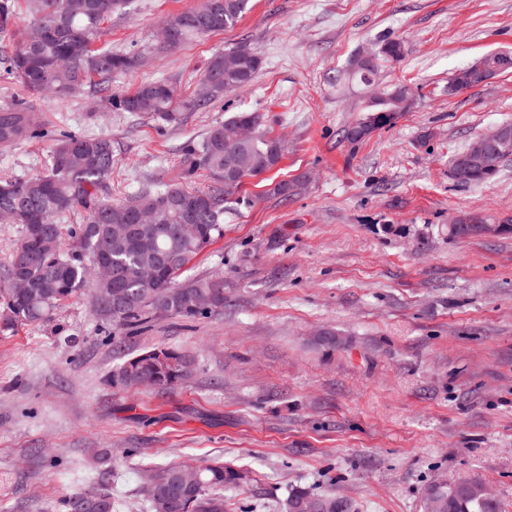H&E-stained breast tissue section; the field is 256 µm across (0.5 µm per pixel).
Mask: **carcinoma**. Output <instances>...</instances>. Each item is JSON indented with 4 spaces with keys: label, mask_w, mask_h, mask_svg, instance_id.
<instances>
[{
    "label": "carcinoma",
    "mask_w": 512,
    "mask_h": 512,
    "mask_svg": "<svg viewBox=\"0 0 512 512\" xmlns=\"http://www.w3.org/2000/svg\"><path fill=\"white\" fill-rule=\"evenodd\" d=\"M249 0H202L191 10L166 19L172 34L161 38L154 52L163 53L214 32L235 26L248 10ZM28 19L18 27L19 38L4 68L28 93L66 97L85 87L105 93L106 108L129 112L173 124L184 112H195L224 99V93L252 84L261 68L258 52L246 44L211 55L200 82L210 84L209 95L183 97L167 80L145 83L135 91L112 95V76L134 70L141 56L131 52L94 51L92 43L105 21L125 14L132 0H26ZM403 44L387 40L376 62L364 70L357 59L349 63V76L363 84L375 80L382 64L398 61ZM404 90L397 86L388 99L367 106L364 120L377 129L391 127L401 111ZM252 126L255 134L244 137L239 129ZM54 141L50 163L43 172L24 178L0 176V212L16 215L21 237L0 267V332L19 324L49 319L66 301L81 295L91 298L97 315L109 325L116 339L146 328L160 305L168 315L191 322L224 310V277L180 283V270L216 239L224 236V212L232 191L224 189V160L242 157L250 177L273 168L282 158L283 145L269 136L264 115L238 112L211 126L199 140H190L179 155L180 181L143 190L132 199L112 202L109 181L116 163L112 138L56 134L39 124L32 106L18 101L0 108V148L8 149L30 139ZM206 173L212 183L205 188L188 184ZM154 213L152 224L138 226L131 237L116 241L117 226L136 210ZM82 213V221L63 234L61 220ZM197 225L196 234L181 230ZM107 260L116 277L102 281L92 269ZM151 269L146 281L141 273ZM27 281L29 288L17 295L12 282ZM123 293L128 304L112 311V295ZM195 361L169 347H155L127 359L114 371L115 386H154L170 390L193 373ZM162 481L151 501L153 512H226L224 488L247 486L250 471L234 466L204 465L198 480L186 482L182 470L169 465L156 470ZM481 483L463 479L452 485L434 481L426 487L429 512H501L500 503L485 499ZM308 500L325 506L324 512H351L349 504L332 495L305 487L293 489L283 503L284 512H297ZM55 512H112V494L94 489L68 494Z\"/></svg>",
    "instance_id": "carcinoma-1"
}]
</instances>
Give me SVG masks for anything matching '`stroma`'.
<instances>
[{
    "instance_id": "obj_1",
    "label": "stroma",
    "mask_w": 512,
    "mask_h": 512,
    "mask_svg": "<svg viewBox=\"0 0 512 512\" xmlns=\"http://www.w3.org/2000/svg\"><path fill=\"white\" fill-rule=\"evenodd\" d=\"M201 0H133L101 46L141 52L115 94L167 79L190 94L210 56L241 43L262 66L249 87L178 125L106 111L86 88L32 101L39 122L114 145L112 197L176 179L183 143L236 112H259L284 155L246 178L224 235L183 279L224 275L223 312L162 317L113 343L91 300L0 333V512H52L66 494L108 488L112 512H151L159 466L222 462L255 482L228 512H282L307 487L352 512H426L433 481L483 482L512 512V234L458 238L454 220L512 221V158L462 186L456 152L512 124V71L457 93V71L512 55V0H250L232 28L152 52L170 15ZM402 42L374 85L345 71L359 52ZM410 86L394 126L341 137L373 96ZM52 144L0 150V175L46 168ZM299 180L295 196L272 184ZM336 335L327 345L325 333ZM194 356L172 390L112 385L145 348Z\"/></svg>"
}]
</instances>
